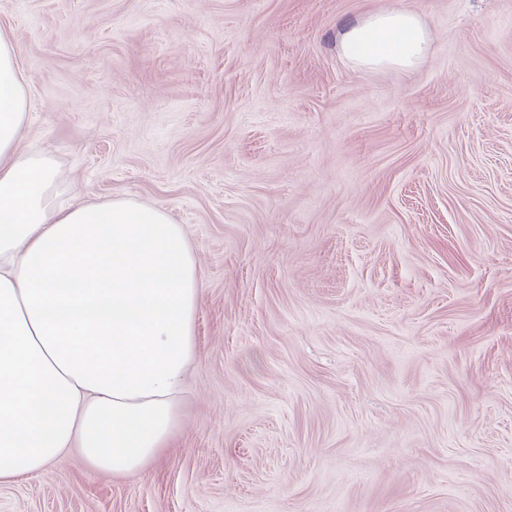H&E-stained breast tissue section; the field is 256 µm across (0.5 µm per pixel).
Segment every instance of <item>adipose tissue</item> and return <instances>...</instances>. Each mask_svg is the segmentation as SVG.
<instances>
[{"mask_svg": "<svg viewBox=\"0 0 512 512\" xmlns=\"http://www.w3.org/2000/svg\"><path fill=\"white\" fill-rule=\"evenodd\" d=\"M398 7L342 35L349 62L413 70L430 50ZM30 100L0 35V486L78 450L135 472L181 428L202 293L183 225L129 198L62 200L54 159L19 148Z\"/></svg>", "mask_w": 512, "mask_h": 512, "instance_id": "adipose-tissue-1", "label": "adipose tissue"}]
</instances>
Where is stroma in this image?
I'll use <instances>...</instances> for the list:
<instances>
[{
  "label": "stroma",
  "instance_id": "35a3bbf8",
  "mask_svg": "<svg viewBox=\"0 0 512 512\" xmlns=\"http://www.w3.org/2000/svg\"><path fill=\"white\" fill-rule=\"evenodd\" d=\"M395 7L424 66L351 65ZM60 190L184 225L183 425L0 512H512V0H0Z\"/></svg>",
  "mask_w": 512,
  "mask_h": 512
}]
</instances>
